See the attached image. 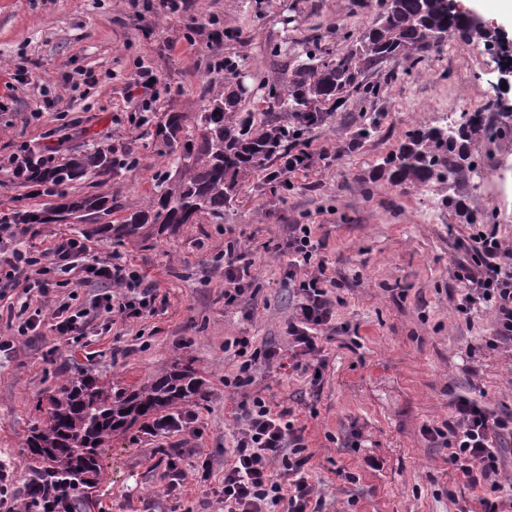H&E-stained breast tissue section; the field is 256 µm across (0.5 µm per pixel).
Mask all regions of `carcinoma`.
Here are the masks:
<instances>
[{"label": "carcinoma", "mask_w": 512, "mask_h": 512, "mask_svg": "<svg viewBox=\"0 0 512 512\" xmlns=\"http://www.w3.org/2000/svg\"><path fill=\"white\" fill-rule=\"evenodd\" d=\"M457 36L464 42L489 37L470 26L466 13L451 11L448 0H388L378 20L342 56L303 46L293 58L290 75L280 87L268 90L263 102L291 116L288 124L256 127L250 118L234 119L239 95L229 89L207 100L187 117L168 116L155 135L168 148L171 169L162 177L149 204L116 224L96 231L117 242L135 243L176 235L204 215L221 218L242 183L272 158L288 153L312 126L340 109L350 92L377 94L381 86L367 85L360 76L380 71L404 55L414 59L438 47V36ZM487 139L512 136V125L497 113L475 112L465 123L409 131L378 166L380 174L401 186L440 184L448 189L442 203L464 224H481L482 213L465 195L481 177L477 135ZM112 160L96 149L40 174L42 181L60 185L87 175L112 176ZM110 194L62 197L41 212L16 216L18 224L62 223L72 218L98 220L112 211ZM204 397L203 381L188 366L171 365L147 381L128 387L82 374L62 384L50 399L47 417L35 424L23 445L40 465L93 486L101 472L102 449L142 419L159 411L196 405Z\"/></svg>", "instance_id": "cac0c4a2"}]
</instances>
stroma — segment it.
Here are the masks:
<instances>
[{
  "mask_svg": "<svg viewBox=\"0 0 512 512\" xmlns=\"http://www.w3.org/2000/svg\"><path fill=\"white\" fill-rule=\"evenodd\" d=\"M384 11L383 0H184L175 14L159 0H0V221L40 209L46 195L12 181L9 161L21 146L51 145L68 137L61 160L97 148L123 146L132 163L109 181L88 176L65 184L63 195L108 193L109 222L140 209L168 168L155 135L170 112L199 111L223 93L224 75L213 68L234 61L244 92L240 109L256 123L286 122L285 113L260 103L256 87L278 86L289 70L287 51L306 39L347 52ZM230 31L218 43L215 30ZM152 64L160 97L148 124L133 127L137 103L127 83L138 60ZM493 56L449 38L420 62L390 61L379 96L350 95L342 109L312 129L304 141L327 159L306 172L272 181L269 161L246 181L222 219L201 216L175 236L116 244L94 223L35 224L26 235H0V248L43 254L63 237L85 240L93 256L119 255L166 303L156 314L122 320L91 314L84 335L61 338L48 327L25 336L19 321L0 307V462L22 485L32 462L21 442L42 420L62 379L91 373L143 383L175 362L191 363L205 400L196 405L199 434L175 431L151 438L141 427L118 437L101 459L83 512H224L212 493L233 454L237 406L243 398L225 388L238 359L225 341L245 337L276 353L260 362L253 391L274 410L288 409L304 430L305 466L325 512H481L492 495L497 512H512V446L497 476L503 490L472 485L448 463V451L427 428L442 426L460 396L512 412V353L490 343L496 320L488 304L458 311L464 285L456 277L463 257L458 223L441 204L440 185L406 188L377 176L376 168L408 130L445 124L447 117L480 110L497 95L489 73ZM95 80L83 82V72ZM59 95L44 108V94ZM377 130L361 137L369 119ZM358 141L349 151L350 141ZM484 178L474 203L512 241V190L492 178L512 164V139L481 141ZM295 224H310L319 255L336 281V318L320 334L318 381L296 371L288 322L300 300L288 276L286 246ZM239 238L250 249V288L224 303V244ZM279 252L266 251L265 242ZM177 462L183 480L168 490L167 470Z\"/></svg>",
  "mask_w": 512,
  "mask_h": 512,
  "instance_id": "35a3bbf8",
  "label": "stroma"
}]
</instances>
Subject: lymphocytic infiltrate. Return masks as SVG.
Segmentation results:
<instances>
[{
	"instance_id": "1",
	"label": "lymphocytic infiltrate",
	"mask_w": 512,
	"mask_h": 512,
	"mask_svg": "<svg viewBox=\"0 0 512 512\" xmlns=\"http://www.w3.org/2000/svg\"><path fill=\"white\" fill-rule=\"evenodd\" d=\"M472 263L461 266L458 277L465 285L458 308L467 312L481 303L497 310L494 344L512 346V246L498 237L495 225L480 224L470 235ZM71 270L81 267L84 279L101 286L91 308L55 306L51 314L35 309L18 327L19 335L49 324L56 335H82L91 311L120 313L127 318L155 314L158 294L141 274L121 257L95 259L87 244L75 238L58 240L43 256L12 249L0 257V300L17 288L38 290L49 298L52 287L45 282L48 267ZM252 261L237 238L224 248V295L236 301L249 287ZM328 265L318 256L310 225H295L288 241V274L299 281L302 299L288 322V334L301 355L315 353L317 335L331 323L336 303L330 295L335 281ZM434 442L448 450V462L474 485L490 481L501 466L504 439H512V413H497L486 404L461 396L452 404L448 423L429 428ZM294 458H284L285 448ZM306 448L303 428L294 425L287 410H273L261 396L242 400L238 406L233 459L224 467V481L215 491L224 512H323L304 467ZM283 458V471L273 476L270 463ZM81 493L79 482L64 479H25L14 486L5 466L0 465V512H73Z\"/></svg>"
}]
</instances>
